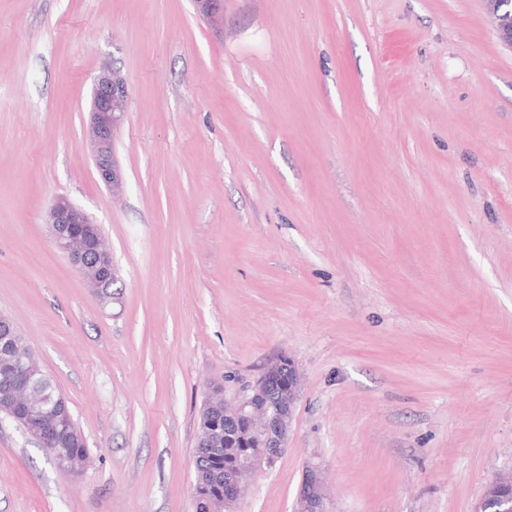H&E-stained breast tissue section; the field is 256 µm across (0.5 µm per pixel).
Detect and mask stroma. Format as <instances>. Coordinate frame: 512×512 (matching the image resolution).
Here are the masks:
<instances>
[{
    "label": "stroma",
    "instance_id": "35a3bbf8",
    "mask_svg": "<svg viewBox=\"0 0 512 512\" xmlns=\"http://www.w3.org/2000/svg\"><path fill=\"white\" fill-rule=\"evenodd\" d=\"M0 0V314L90 461L0 414V512H195L199 410L293 358L288 448L238 512H474L512 471V49L482 0ZM120 70L121 200L86 140ZM82 208L119 287L44 217ZM45 224H49L57 248L67 255L88 288H95L103 294L102 289L107 282L112 281V288L118 283L112 251L101 247L97 234L80 233L81 238L75 237L74 228L77 225L92 229L97 227V223L81 208L67 197L59 196L48 208ZM89 265H93L97 271L95 280H87L82 275V269ZM40 423L29 422L28 431L39 435L43 440L42 448L48 456L55 459V465L58 470L67 475L78 474L82 469L89 455L85 437L75 424L73 418L57 412H48L42 416ZM40 438H36L39 442ZM68 462V467L66 460ZM294 511L327 512L322 474L314 465L305 467Z\"/></svg>",
    "mask_w": 512,
    "mask_h": 512
}]
</instances>
